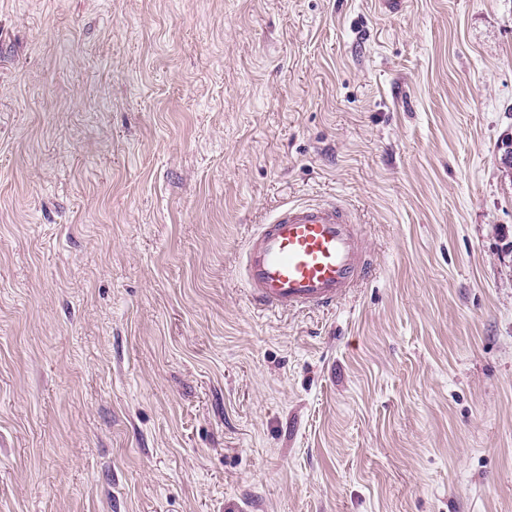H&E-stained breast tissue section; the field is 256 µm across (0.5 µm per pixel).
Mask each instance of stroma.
<instances>
[{
  "mask_svg": "<svg viewBox=\"0 0 512 512\" xmlns=\"http://www.w3.org/2000/svg\"><path fill=\"white\" fill-rule=\"evenodd\" d=\"M510 135L512 0H0V512H512ZM343 204L299 203L276 211L247 241L242 275L252 305L329 309L363 279L366 251Z\"/></svg>",
  "mask_w": 512,
  "mask_h": 512,
  "instance_id": "stroma-1",
  "label": "stroma"
}]
</instances>
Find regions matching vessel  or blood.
<instances>
[{"mask_svg": "<svg viewBox=\"0 0 512 512\" xmlns=\"http://www.w3.org/2000/svg\"><path fill=\"white\" fill-rule=\"evenodd\" d=\"M366 269L355 218L337 202L281 208L243 250L244 284L253 306L265 310L335 307Z\"/></svg>", "mask_w": 512, "mask_h": 512, "instance_id": "1", "label": "vessel or blood"}]
</instances>
